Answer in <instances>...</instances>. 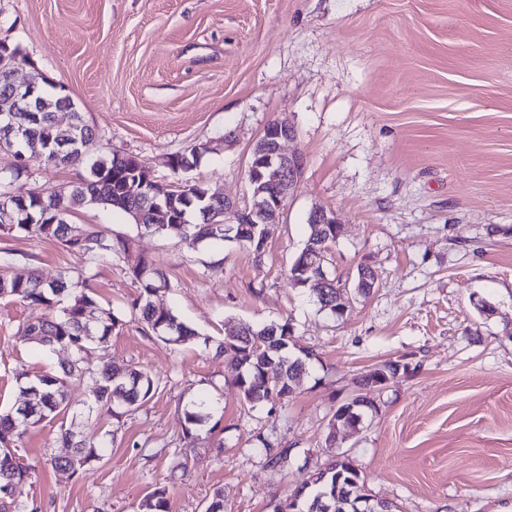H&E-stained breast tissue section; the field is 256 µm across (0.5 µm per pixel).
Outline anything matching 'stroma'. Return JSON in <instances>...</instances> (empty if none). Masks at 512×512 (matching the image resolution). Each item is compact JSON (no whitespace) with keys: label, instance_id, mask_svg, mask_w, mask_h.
I'll return each mask as SVG.
<instances>
[{"label":"stroma","instance_id":"stroma-1","mask_svg":"<svg viewBox=\"0 0 512 512\" xmlns=\"http://www.w3.org/2000/svg\"><path fill=\"white\" fill-rule=\"evenodd\" d=\"M4 36L65 87L96 132L91 158L133 155L170 183L168 158L204 143L188 180L241 207L264 127L277 117L294 125L287 149L304 166L263 253L229 240L163 242L95 206L71 221L152 260L169 281L154 303L200 335L287 320L313 353L287 401L250 410L230 359L166 344L127 319L101 357L162 385L117 424L94 410L92 378L72 379L71 411L30 429L18 449L29 476L17 499L38 512H135L162 484L170 512H204L218 489L224 512H274L345 455L399 512H512V0H0ZM28 154L19 195L89 174ZM317 208L342 226L329 276L353 288L367 263L376 277L340 320L288 278ZM1 246L20 253L15 274L49 280L66 268L123 310L139 294L128 255L91 267L54 241L0 235ZM483 298L497 315L478 312ZM31 316L0 300L4 411L19 374L71 357L23 336ZM397 360L409 370L376 394V411L328 443L334 408L360 393V375ZM203 391L221 405L190 441L183 408ZM63 425L88 437L111 430L114 442L82 474L59 470L49 459L67 453ZM260 433L291 446L284 470L265 466Z\"/></svg>","mask_w":512,"mask_h":512}]
</instances>
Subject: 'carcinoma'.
I'll return each instance as SVG.
<instances>
[{
    "label": "carcinoma",
    "mask_w": 512,
    "mask_h": 512,
    "mask_svg": "<svg viewBox=\"0 0 512 512\" xmlns=\"http://www.w3.org/2000/svg\"><path fill=\"white\" fill-rule=\"evenodd\" d=\"M40 97L47 102L48 111L40 113L41 124L28 121L25 112H15L10 118L0 121V151L19 155L23 138L10 134L13 129H24L34 138L42 140L50 135H58L59 130H50L55 112L62 109L60 101L69 96L55 91V86L45 85L40 89ZM75 123L78 145L61 155L47 149L43 160L55 167L78 165L86 160L89 146L95 133L81 113H76ZM208 152L202 144L192 146L183 153L171 156L170 168L173 173L193 169L201 157ZM92 165L100 168L98 176L88 175L82 182L70 188L61 187L43 195V200L29 198L25 203L9 193L13 180L28 172V164L16 162L9 173L0 171V210H26V223L1 224L0 233L6 236L25 234L60 243L64 248L82 254L91 264L112 260V254H129V244L125 239L114 240L101 230L84 229V235H73L72 225L67 223L74 211L90 205H97L117 217L132 219L137 228L151 230L154 236L163 239L185 241L211 240L224 242V231L205 221L190 222L193 215L203 211L206 202L202 197L207 190L199 183L186 185L187 191L174 200L165 203L163 209L144 203L134 196L126 185L129 172L137 166L133 155L99 158ZM307 243H324L331 247L336 243V235L318 224H308ZM19 253L7 246L0 248V299L18 300L34 311V315L23 326L22 335L32 343L52 348L65 346L73 353V361L63 364L60 369L44 372L35 381L21 388L19 393L30 399L36 414L29 420L21 417L15 408L0 413V498L12 496L9 480L20 483L28 476V468L15 456L14 448L28 432L45 421H51L72 406L68 394L71 377L88 373L96 379L97 403L100 410L121 421L124 416L138 412L156 392L160 378L155 374L137 368L124 370L105 365L100 369L93 366L97 345L105 342L112 331L124 324L123 314L110 304H102L88 290L72 287V277L67 271L59 273L51 282L43 280L35 270L20 279L12 275L18 262ZM129 274L140 292L130 303V314L142 325L143 332L165 343L182 345L202 340L210 346L211 338L199 334L179 319L168 308H157L152 301L160 289L168 287L166 273L138 257L130 260ZM320 309L334 318L337 312V288H315ZM293 334L289 321L281 323L243 325L225 330L216 352L243 366L235 384L245 403L254 407L259 404L272 406L285 400L293 390L296 379L307 372L311 355L296 351L291 339L285 334ZM219 403V398L208 392L190 401L184 408L185 438H192L191 427L202 424L207 415L204 411ZM114 434L105 432L97 437H78L69 428H60L58 440L63 447L72 449L66 458L54 456L52 467L69 468L78 473L92 463L101 460L112 447ZM258 441L265 449L267 466L277 469L284 467L290 458L291 448L273 442L262 436ZM345 474H355V469L346 462L331 461L325 467L315 470L305 483L307 492L303 501L308 503L318 495L325 496L335 512H353L348 505H336V480ZM137 512H169L167 491L157 487L138 504Z\"/></svg>",
    "instance_id": "cac0c4a2"
}]
</instances>
